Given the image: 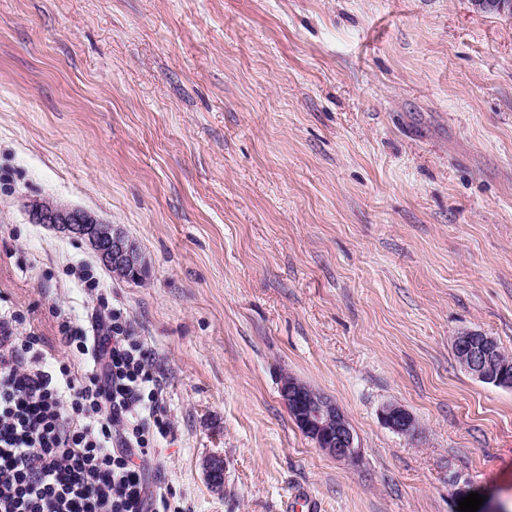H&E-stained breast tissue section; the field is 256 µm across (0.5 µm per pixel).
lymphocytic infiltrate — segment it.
Here are the masks:
<instances>
[{
    "mask_svg": "<svg viewBox=\"0 0 512 512\" xmlns=\"http://www.w3.org/2000/svg\"><path fill=\"white\" fill-rule=\"evenodd\" d=\"M69 273L95 306L51 308L67 359L0 310V512H183L145 466L170 432L152 354L87 264Z\"/></svg>",
    "mask_w": 512,
    "mask_h": 512,
    "instance_id": "obj_1",
    "label": "lymphocytic infiltrate"
}]
</instances>
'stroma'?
I'll return each instance as SVG.
<instances>
[{
  "mask_svg": "<svg viewBox=\"0 0 512 512\" xmlns=\"http://www.w3.org/2000/svg\"><path fill=\"white\" fill-rule=\"evenodd\" d=\"M78 207L139 246L116 277L33 223ZM85 262L153 354L185 512H512V15L472 0H0V304L91 316ZM340 406L336 460L280 397ZM395 402L417 432L380 418ZM226 464L214 491L205 462ZM496 340L478 331H466L455 336L453 347L461 366L475 379L498 387L512 388L509 362H505ZM499 346V343H498ZM501 354H507L501 349ZM280 395L297 426L318 448L339 461L359 456L351 422L336 404L288 376L281 381Z\"/></svg>",
  "mask_w": 512,
  "mask_h": 512,
  "instance_id": "35a3bbf8",
  "label": "stroma"
}]
</instances>
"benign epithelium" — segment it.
I'll return each mask as SVG.
<instances>
[{
	"mask_svg": "<svg viewBox=\"0 0 512 512\" xmlns=\"http://www.w3.org/2000/svg\"><path fill=\"white\" fill-rule=\"evenodd\" d=\"M31 219L36 224H53L72 237L92 243L100 262L116 276L135 274L143 267L137 244L86 210L53 202L40 203L31 211ZM453 347L461 366L475 379L512 388V373L509 372L512 364L502 359L493 337L466 331L455 336ZM280 395L297 426L318 448L339 461H353L359 456L360 448L351 422L336 404L288 376L281 381ZM380 418L398 434L415 432L413 417L396 403L383 406ZM224 472L223 459L211 458L206 462L207 478L213 489L224 487Z\"/></svg>",
	"mask_w": 512,
	"mask_h": 512,
	"instance_id": "benign-epithelium-1",
	"label": "benign epithelium"
}]
</instances>
